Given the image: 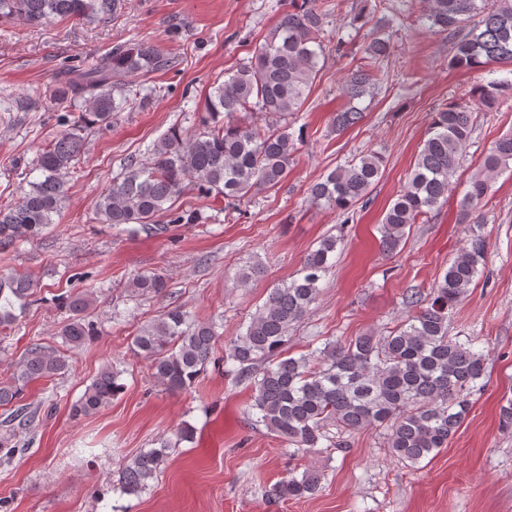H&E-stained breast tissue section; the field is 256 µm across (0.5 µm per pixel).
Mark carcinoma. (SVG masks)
<instances>
[{
  "label": "carcinoma",
  "mask_w": 512,
  "mask_h": 512,
  "mask_svg": "<svg viewBox=\"0 0 512 512\" xmlns=\"http://www.w3.org/2000/svg\"><path fill=\"white\" fill-rule=\"evenodd\" d=\"M116 0H0V18L25 25L60 17L89 19L113 13ZM332 8L328 0H289L288 10L271 30L256 55L214 83L206 97L203 130L185 135L172 129L152 148L148 163L131 160L93 202L95 219L113 226L137 224L149 236H162L175 224L191 220L176 202L186 187L202 195L239 201L253 191L277 186L287 175L303 130L292 131L288 117L301 112L324 59L321 33ZM425 19L437 32L454 38L451 63L484 70L492 64L512 65V0H428ZM392 43L371 39L365 58L377 61L390 54ZM172 58L158 47L141 43L118 46L78 70L59 90L58 100L83 99L88 111L72 128L52 139L37 158L34 170L42 178L28 183L18 201L0 205V247L30 240L61 215L68 195L66 174L84 147L83 128L106 124L111 113L127 103L126 77L136 73H166ZM511 77L492 79L475 90L481 106L491 110L502 93L512 90ZM375 75L364 66L352 71L343 92L348 107L332 116V125L346 129L360 122L356 105L371 93ZM239 112H260L269 123L246 125ZM473 131L472 109L454 103L435 113L404 189L386 211L380 225V246L394 253L416 220L448 201L459 156ZM383 157L366 153L339 165L310 187L317 205L340 215L368 197L380 176ZM512 171V135L496 140L483 168L470 177L461 214L472 221L465 245L435 283L430 303L417 291L406 297L416 312L384 336L364 335L347 345L329 343L317 353L287 355L290 333L296 330L320 293V281L332 267L340 239L325 236L304 258L297 276L270 290L266 301L239 336L224 344V364H232L239 380L249 383L254 397L249 412L256 422L298 449L315 448L329 439L326 427L355 432L372 425L389 429L388 445L399 459L418 464L447 447L470 407V395L485 375L483 353L472 344L448 336V310L465 297L487 262L482 225L472 220L491 190L492 177ZM264 266L254 261L238 272L246 285L258 279ZM128 288L135 294H161L166 278L158 273L134 275ZM34 284L15 270L0 271V328L14 324L34 302ZM71 312L56 335L76 349L97 335L84 312L85 294L60 297ZM216 333L208 322H192L173 306L141 327L134 350L151 363L154 375L173 393L192 388L212 362ZM69 356L33 343L6 380L0 381V407L6 422L22 429L31 414L21 399L29 383L63 374ZM121 372L104 366L72 404V415L87 416L112 403L123 390ZM172 442L165 440L125 461L118 488L137 495L154 480ZM320 477L309 471L276 484L273 495L300 500L314 495Z\"/></svg>",
  "instance_id": "1"
}]
</instances>
